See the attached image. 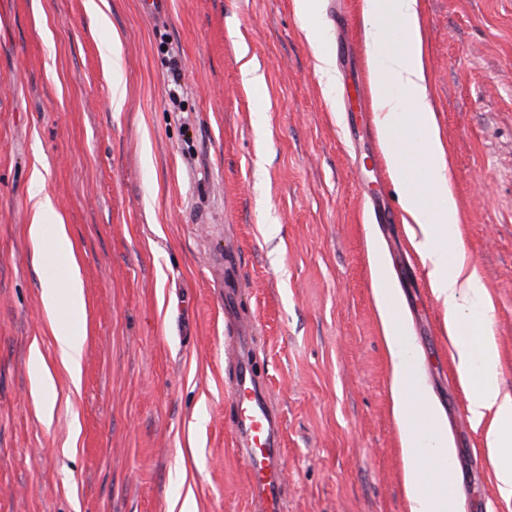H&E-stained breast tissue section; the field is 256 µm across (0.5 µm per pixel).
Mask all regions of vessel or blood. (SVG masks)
Returning <instances> with one entry per match:
<instances>
[{
	"mask_svg": "<svg viewBox=\"0 0 512 512\" xmlns=\"http://www.w3.org/2000/svg\"><path fill=\"white\" fill-rule=\"evenodd\" d=\"M247 339V329L241 325L224 346L226 360L236 367L231 390L237 452L252 477L258 512H285L278 419L263 381L246 359Z\"/></svg>",
	"mask_w": 512,
	"mask_h": 512,
	"instance_id": "b4317fda",
	"label": "vessel or blood"
}]
</instances>
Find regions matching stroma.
I'll use <instances>...</instances> for the list:
<instances>
[{
	"mask_svg": "<svg viewBox=\"0 0 512 512\" xmlns=\"http://www.w3.org/2000/svg\"><path fill=\"white\" fill-rule=\"evenodd\" d=\"M0 0V512H252L224 359V277L280 419L285 512H410L373 273L467 449L460 512H512L468 412L369 89L368 0ZM108 25H101L97 11ZM427 97L463 251L512 396V0H420ZM334 56L335 82L315 51ZM262 85L245 81L240 53ZM179 80H172V70ZM126 91L112 109V87ZM54 198L87 301L79 382L40 302L66 268L29 235ZM42 359L33 361L32 348ZM56 403H40L42 373Z\"/></svg>",
	"mask_w": 512,
	"mask_h": 512,
	"instance_id": "stroma-1",
	"label": "stroma"
}]
</instances>
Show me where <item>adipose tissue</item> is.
Segmentation results:
<instances>
[{
  "label": "adipose tissue",
  "mask_w": 512,
  "mask_h": 512,
  "mask_svg": "<svg viewBox=\"0 0 512 512\" xmlns=\"http://www.w3.org/2000/svg\"><path fill=\"white\" fill-rule=\"evenodd\" d=\"M370 13L367 39L378 132L390 171L403 192V210L414 223L413 245L428 267L434 295L443 308L453 355L469 388V412L476 422H488L487 454L500 488L512 494V397L499 388V355L491 337L485 290L474 275L466 273L463 254L450 245L459 212L445 173V149L427 100L418 0H371ZM389 33L397 35L401 49L385 48ZM408 128L420 144L411 163L395 148L396 133ZM33 199L30 236L39 246L52 242L68 269L65 278L45 277L41 299L51 317L58 358L75 381L81 371L84 340L61 316L84 312V291L56 203L43 192L35 193ZM373 294L391 363L393 411L410 512H459L458 476L451 463L452 451L444 441L446 422L421 385L412 346L397 327L400 296L390 288L383 270L374 274ZM416 410L427 422L421 433L413 428Z\"/></svg>",
  "instance_id": "ef3b65f1"
}]
</instances>
